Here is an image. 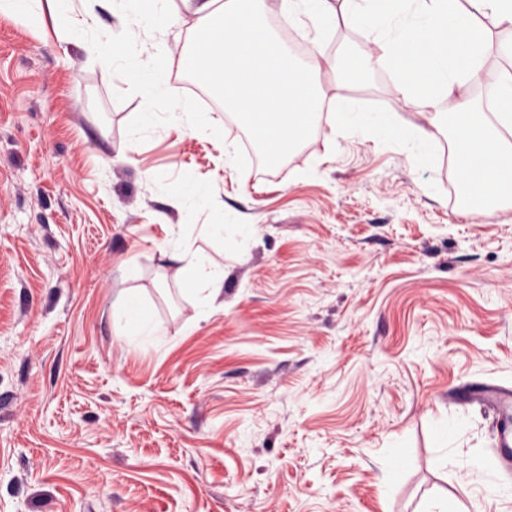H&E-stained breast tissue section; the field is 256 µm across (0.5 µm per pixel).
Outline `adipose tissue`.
<instances>
[{"label": "adipose tissue", "instance_id": "adipose-tissue-1", "mask_svg": "<svg viewBox=\"0 0 512 512\" xmlns=\"http://www.w3.org/2000/svg\"><path fill=\"white\" fill-rule=\"evenodd\" d=\"M91 0H0V6L23 13L29 24L45 29L47 19L62 20L82 9L86 33H95ZM336 14L330 0H280L279 12L299 28L308 59L300 66L286 38L271 30L267 0H222L211 11L202 0L201 42L196 65L229 111L249 127L262 147L284 153L311 129L312 116L323 111L319 95L322 69L338 80L364 83L378 68L389 70L404 107L424 117V124L398 125L392 113L339 110L331 121L348 136H373L401 145L416 162L426 159L430 129L460 116L455 138L463 178L478 177L473 193L482 201L512 200V0H343ZM124 24L110 34L113 72L146 96V107L132 139L161 129L192 135L201 131V113L166 90L170 70L167 43L175 26L168 0H152L143 14L140 0H120ZM495 21L496 36L477 24ZM352 45L338 56L330 46L342 39ZM377 45L380 56L368 54ZM245 225L184 224L162 249L175 265L172 274L197 315H206L224 277L195 239L215 234L237 239ZM131 340L157 343L151 311L129 302L114 312ZM455 428L436 431L441 467L465 470L476 495L487 502L512 500V487L490 483L485 462L449 452Z\"/></svg>", "mask_w": 512, "mask_h": 512}]
</instances>
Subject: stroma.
<instances>
[{
  "mask_svg": "<svg viewBox=\"0 0 512 512\" xmlns=\"http://www.w3.org/2000/svg\"><path fill=\"white\" fill-rule=\"evenodd\" d=\"M198 4L169 2L186 85ZM106 56L0 14V512H420L436 495L476 512L435 430L497 467L492 413L455 395L512 388V204L459 200L442 129L417 165L326 137L322 113L266 176L226 167L242 126L223 112L202 135L130 143L145 99ZM320 87L329 106L422 121L384 70ZM182 183L211 206L179 202ZM179 224L249 227L197 240L224 271L202 318L161 249ZM127 297L166 349L119 332ZM398 445L405 470L382 481Z\"/></svg>",
  "mask_w": 512,
  "mask_h": 512,
  "instance_id": "1",
  "label": "stroma"
}]
</instances>
